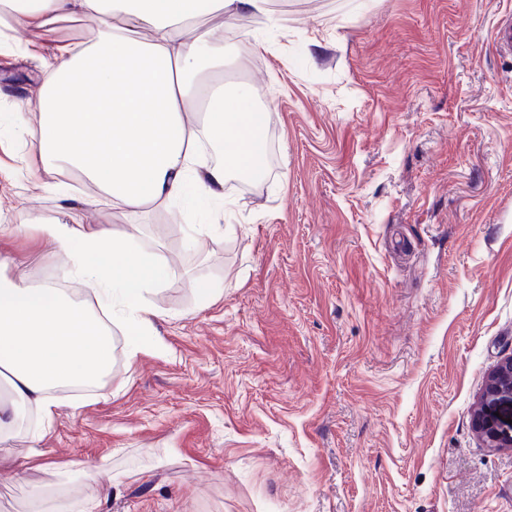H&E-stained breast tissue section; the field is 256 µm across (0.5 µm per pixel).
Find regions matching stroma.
I'll list each match as a JSON object with an SVG mask.
<instances>
[{
	"instance_id": "35a3bbf8",
	"label": "stroma",
	"mask_w": 512,
	"mask_h": 512,
	"mask_svg": "<svg viewBox=\"0 0 512 512\" xmlns=\"http://www.w3.org/2000/svg\"><path fill=\"white\" fill-rule=\"evenodd\" d=\"M240 18L225 83L269 105L267 150L231 174L220 225L177 202L130 213L26 134L0 136V225L74 213L176 269L134 361L112 328L110 379L58 394L40 441L22 423L0 512L61 484L96 512H512V448L471 425L512 355V55L492 34L512 0H272ZM92 22L19 31L0 50V114H38L59 45ZM208 231L199 249L186 225ZM32 281L55 242L0 235ZM220 290L202 302L194 280Z\"/></svg>"
}]
</instances>
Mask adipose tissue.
<instances>
[{"mask_svg": "<svg viewBox=\"0 0 512 512\" xmlns=\"http://www.w3.org/2000/svg\"><path fill=\"white\" fill-rule=\"evenodd\" d=\"M206 11L228 23L245 13L280 22L270 0H0L1 44L20 26L75 17L97 25L92 41L61 45L49 65L35 145L41 160L79 173L133 213L190 196L223 203L230 173L265 156L266 115L248 107L244 84L211 93L200 120L187 113L201 71L224 66L222 39L186 36ZM21 230L52 239L64 255L61 280L81 282L93 299L33 284L0 256L1 440L28 410L51 422L54 387L110 373L108 322L131 320L152 335L159 313L147 296L175 274L163 252L139 246L135 224L118 235L74 216Z\"/></svg>", "mask_w": 512, "mask_h": 512, "instance_id": "1", "label": "adipose tissue"}]
</instances>
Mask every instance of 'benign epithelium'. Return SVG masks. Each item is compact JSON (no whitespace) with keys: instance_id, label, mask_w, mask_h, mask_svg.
<instances>
[{"instance_id":"benign-epithelium-1","label":"benign epithelium","mask_w":512,"mask_h":512,"mask_svg":"<svg viewBox=\"0 0 512 512\" xmlns=\"http://www.w3.org/2000/svg\"><path fill=\"white\" fill-rule=\"evenodd\" d=\"M512 407V356L501 360L490 373L481 403L474 413V427L490 448H511L512 428L501 413Z\"/></svg>"}]
</instances>
